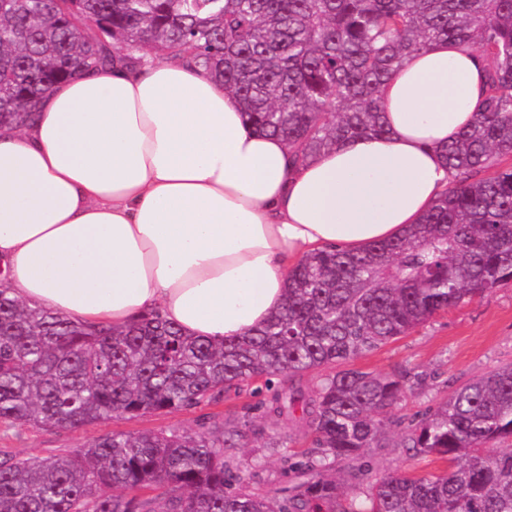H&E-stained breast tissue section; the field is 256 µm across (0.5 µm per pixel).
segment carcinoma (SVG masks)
<instances>
[{
  "label": "carcinoma",
  "instance_id": "obj_1",
  "mask_svg": "<svg viewBox=\"0 0 512 512\" xmlns=\"http://www.w3.org/2000/svg\"><path fill=\"white\" fill-rule=\"evenodd\" d=\"M437 40L487 63L475 122L443 149L448 188L395 240L321 251L288 273L282 310L238 340L185 335L160 313L85 326L0 288V421L71 428L172 413L255 383L315 449L294 482L248 492L229 448L253 418L214 431L108 433L62 457L0 456V512H512V364L456 388L407 434L448 470L379 477L362 501L329 475L382 446L408 373L334 370L441 311L512 283V0H0V124L24 127L54 85L145 56L190 60L241 98L294 165L386 133L382 86ZM324 370L310 391L283 376Z\"/></svg>",
  "mask_w": 512,
  "mask_h": 512
}]
</instances>
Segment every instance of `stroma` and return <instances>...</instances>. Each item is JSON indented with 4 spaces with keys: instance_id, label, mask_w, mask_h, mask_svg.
<instances>
[{
    "instance_id": "35a3bbf8",
    "label": "stroma",
    "mask_w": 512,
    "mask_h": 512,
    "mask_svg": "<svg viewBox=\"0 0 512 512\" xmlns=\"http://www.w3.org/2000/svg\"><path fill=\"white\" fill-rule=\"evenodd\" d=\"M510 361V284L439 313L407 336L358 358L354 362L357 368L381 374L405 370L410 372L412 380L404 397L389 412L390 434L384 447L366 449L358 463L338 461L337 475L348 478L355 465H362L365 476L355 489L364 493L383 474H426L446 470V460L406 447L408 425L457 387ZM266 399L263 393L229 395L179 412L148 413L134 419H112L69 429L21 427L0 421V455L67 456L112 431L181 433L212 430L220 433L237 424L251 407ZM274 430L287 435V447L267 449L268 435ZM311 447L312 438L301 423L271 416L261 423L253 443L235 449L234 454L249 490L266 494L290 481L289 461L303 459Z\"/></svg>"
}]
</instances>
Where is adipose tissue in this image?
Returning <instances> with one entry per match:
<instances>
[{
  "label": "adipose tissue",
  "instance_id": "obj_1",
  "mask_svg": "<svg viewBox=\"0 0 512 512\" xmlns=\"http://www.w3.org/2000/svg\"><path fill=\"white\" fill-rule=\"evenodd\" d=\"M483 80L474 48L431 43L383 86L384 136L300 168L195 65L57 84L33 125L0 126V288L87 325L158 311L193 337L241 338L282 308L304 256L419 220L448 186L442 149L473 121Z\"/></svg>",
  "mask_w": 512,
  "mask_h": 512
}]
</instances>
